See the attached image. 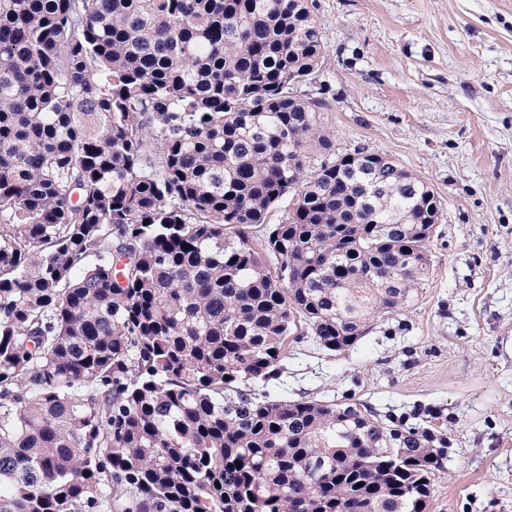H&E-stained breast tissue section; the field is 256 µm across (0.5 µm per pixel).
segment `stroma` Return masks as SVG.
Listing matches in <instances>:
<instances>
[{
  "mask_svg": "<svg viewBox=\"0 0 512 512\" xmlns=\"http://www.w3.org/2000/svg\"><path fill=\"white\" fill-rule=\"evenodd\" d=\"M326 52L302 94L337 150L395 158L442 205L400 318L326 356L291 345L275 395L442 411L431 512H512V0H310Z\"/></svg>",
  "mask_w": 512,
  "mask_h": 512,
  "instance_id": "35a3bbf8",
  "label": "stroma"
}]
</instances>
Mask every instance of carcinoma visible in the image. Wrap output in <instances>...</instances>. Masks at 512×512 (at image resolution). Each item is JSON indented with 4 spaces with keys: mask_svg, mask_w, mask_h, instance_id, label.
I'll use <instances>...</instances> for the list:
<instances>
[{
    "mask_svg": "<svg viewBox=\"0 0 512 512\" xmlns=\"http://www.w3.org/2000/svg\"><path fill=\"white\" fill-rule=\"evenodd\" d=\"M324 50L309 0H0V512H430L437 417L268 390L399 321L441 217L336 152Z\"/></svg>",
    "mask_w": 512,
    "mask_h": 512,
    "instance_id": "carcinoma-1",
    "label": "carcinoma"
}]
</instances>
